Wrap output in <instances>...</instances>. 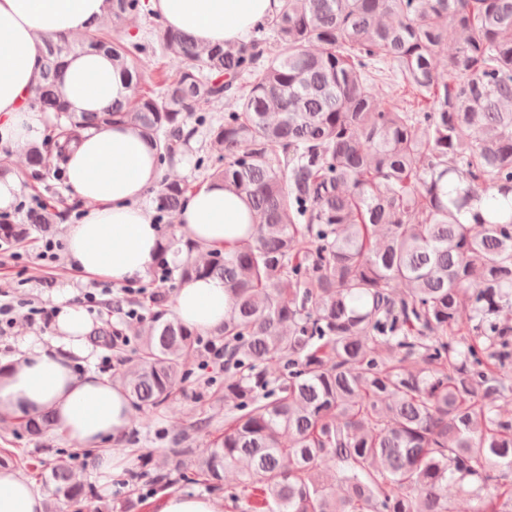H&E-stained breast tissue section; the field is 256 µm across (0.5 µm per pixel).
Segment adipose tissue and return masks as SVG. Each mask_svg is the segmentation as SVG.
Returning a JSON list of instances; mask_svg holds the SVG:
<instances>
[{"label":"adipose tissue","mask_w":512,"mask_h":512,"mask_svg":"<svg viewBox=\"0 0 512 512\" xmlns=\"http://www.w3.org/2000/svg\"><path fill=\"white\" fill-rule=\"evenodd\" d=\"M280 2L150 0L169 27L206 46L244 40ZM107 13L105 0H0V144L23 147L43 128L45 114L30 106L41 65L38 44L80 36ZM61 80L68 109L76 113L104 111L130 93L111 56L89 46L65 57ZM64 168L71 194L86 206L80 222L69 227L70 266L116 284L143 276L156 261L160 242L159 227L144 204L161 175L150 141L119 121L93 127L70 148ZM251 222L248 199L211 179L186 201L177 234L205 249L244 237ZM228 306L223 281L197 278L178 288L173 311L183 324L206 332L223 323ZM90 326L79 305L66 303L52 346L27 338L22 357L0 377V414L51 412L57 432L82 448L125 436L132 418L125 392L95 373L79 377L72 370L74 359L90 353ZM0 512H45V499L14 470L0 468Z\"/></svg>","instance_id":"ef3b65f1"}]
</instances>
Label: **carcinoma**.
Wrapping results in <instances>:
<instances>
[{
	"instance_id": "obj_1",
	"label": "carcinoma",
	"mask_w": 512,
	"mask_h": 512,
	"mask_svg": "<svg viewBox=\"0 0 512 512\" xmlns=\"http://www.w3.org/2000/svg\"><path fill=\"white\" fill-rule=\"evenodd\" d=\"M108 4L114 21L143 16L144 37L117 41L96 26L82 44L106 50L132 94L104 112L69 111L60 73L76 46L44 41L30 105L52 121L27 150L34 205L20 223L0 219V244L66 218L41 187L63 178L90 126L128 123L163 163L203 131L216 157L200 161L215 159L212 177L250 200L253 224L201 260L188 240L162 245L185 247L181 280L219 278L230 299L207 342L224 346L233 410L195 461L202 485L224 488L234 512H452V481L475 512H512L511 489L489 490L512 477V418L499 412L512 396V326L499 319L512 309V0H281L249 40L213 47L159 25L146 0ZM155 44L183 61L177 74L141 70ZM376 87L405 95L382 106ZM225 99L236 109L221 117ZM192 193L164 183L157 209L178 211ZM148 301V331L127 324L133 356L116 348L112 374L137 409L180 390L204 346L168 316L164 291ZM55 426L44 412L13 431L38 438ZM186 441L174 437L171 468L148 477L154 492L170 486ZM90 455L51 463L66 507L91 493L73 481V462ZM325 456L330 474L318 471Z\"/></svg>"
}]
</instances>
